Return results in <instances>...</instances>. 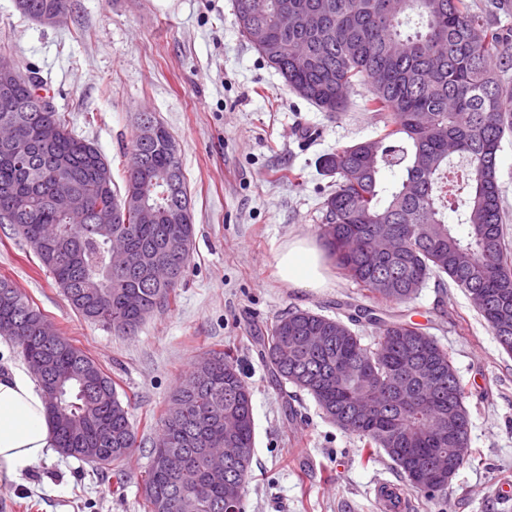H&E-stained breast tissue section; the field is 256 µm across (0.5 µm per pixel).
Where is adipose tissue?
<instances>
[{
	"label": "adipose tissue",
	"instance_id": "adipose-tissue-1",
	"mask_svg": "<svg viewBox=\"0 0 512 512\" xmlns=\"http://www.w3.org/2000/svg\"><path fill=\"white\" fill-rule=\"evenodd\" d=\"M277 267L281 278L294 288L317 289L327 282L323 252L305 239L286 243ZM55 445L38 382L22 366L0 371V483L19 481Z\"/></svg>",
	"mask_w": 512,
	"mask_h": 512
}]
</instances>
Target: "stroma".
Instances as JSON below:
<instances>
[{
  "mask_svg": "<svg viewBox=\"0 0 512 512\" xmlns=\"http://www.w3.org/2000/svg\"><path fill=\"white\" fill-rule=\"evenodd\" d=\"M0 56L37 70L58 111L108 159L116 186L140 115L162 123L181 148L195 227L176 303L126 336L79 317L27 243L0 224V277L115 381L136 432L124 488L111 471L56 454L0 485V512H145L157 420L192 363L225 348L252 392L244 512H378L376 482L403 488L404 476L385 454L367 458L310 395L272 380L255 344L288 309L341 319L348 302L427 325L466 390L474 458L435 502L414 498L413 512H512V356L468 295L433 277L411 302L385 304L336 267L317 291L276 273L288 240L320 237L332 179L319 156L382 128L359 93L332 120L290 92L240 36L233 0H71L54 27L0 0ZM290 171L296 179L285 180Z\"/></svg>",
  "mask_w": 512,
  "mask_h": 512,
  "instance_id": "1",
  "label": "stroma"
}]
</instances>
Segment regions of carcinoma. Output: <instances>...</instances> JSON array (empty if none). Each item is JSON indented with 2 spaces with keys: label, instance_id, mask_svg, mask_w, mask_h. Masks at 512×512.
Masks as SVG:
<instances>
[{
  "label": "carcinoma",
  "instance_id": "carcinoma-1",
  "mask_svg": "<svg viewBox=\"0 0 512 512\" xmlns=\"http://www.w3.org/2000/svg\"><path fill=\"white\" fill-rule=\"evenodd\" d=\"M303 13L321 7L329 15L319 33L280 32L276 16L283 2ZM28 18L66 12L71 0H14ZM241 37L274 68L298 97L336 119L347 110L349 93L361 88V109L377 113L382 132L374 139L341 147L319 157L318 167L334 177L322 205L321 236L336 265L362 290L388 303H405L433 276H448L487 302L478 313L501 348L512 355V245L506 240L498 183L502 141L512 132V88L501 77L512 66V41L479 21L467 0H235ZM272 32L267 45L254 42L249 25ZM14 74L0 88V119L13 122L30 158H9L0 145V224H10L52 274L71 307L85 320L131 335L151 314L176 301V290L190 262L194 224L173 214L181 196L158 195L172 179L185 183L175 138L157 124L155 138L136 137L124 191L101 178L110 168L94 143L76 135L65 114L40 111L42 81L0 58ZM42 120L61 129L58 141L42 145ZM461 159L464 179L448 223L446 182L452 156ZM64 163L74 198L91 214L85 224H69L63 197L49 169ZM384 169L403 171L391 189L382 186ZM139 200L160 212L155 224L95 223L105 205ZM120 234L141 257L137 270L110 267L112 235ZM50 240L49 255L39 244ZM187 242L184 249L177 248ZM139 294L141 304L125 298ZM23 325L14 343L24 356L43 358L63 383L61 413L49 416L57 447L74 448L71 457L112 470L122 486L121 463L136 435L129 408L116 384L84 350L61 336L54 346L39 340L46 316L0 278V323ZM378 325V340L363 344L351 329L336 336L340 319L302 309L277 317L267 335L256 337L275 381L313 397L322 414L356 436L372 455L381 449L401 474L406 457L422 460L446 452L453 441L470 443V414L457 370L446 350L423 325L410 321ZM324 337L311 352L288 349L298 336ZM198 361L173 391L159 420V436L144 479L148 512L157 502H173L169 512H224V479L244 487L254 452L252 394L231 352L214 351ZM359 367L350 381L336 377L338 365ZM112 428V443L99 440ZM233 428L244 463L213 474L204 466L207 445ZM178 454L187 470L182 481L159 457Z\"/></svg>",
  "mask_w": 512,
  "mask_h": 512
}]
</instances>
